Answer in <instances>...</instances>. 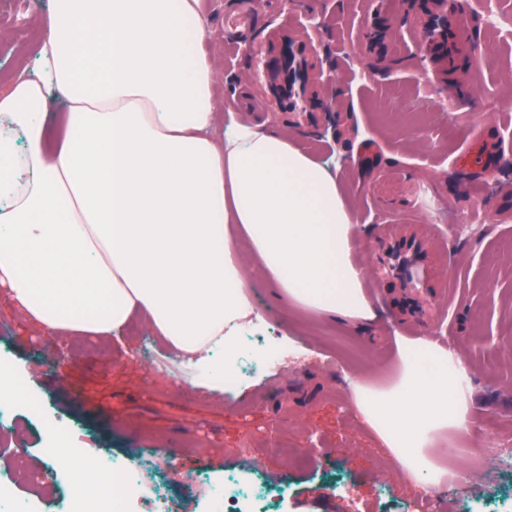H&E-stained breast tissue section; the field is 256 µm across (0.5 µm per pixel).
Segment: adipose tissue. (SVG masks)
<instances>
[{
  "label": "adipose tissue",
  "instance_id": "1",
  "mask_svg": "<svg viewBox=\"0 0 512 512\" xmlns=\"http://www.w3.org/2000/svg\"><path fill=\"white\" fill-rule=\"evenodd\" d=\"M38 23L31 67L0 87V288L33 327L108 338L142 314L218 384L253 279L319 317L375 319L336 176L276 127H220L198 0H51ZM412 348L394 387L353 401L434 484L425 448L468 401L445 349Z\"/></svg>",
  "mask_w": 512,
  "mask_h": 512
}]
</instances>
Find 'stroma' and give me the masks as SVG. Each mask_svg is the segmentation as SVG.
Masks as SVG:
<instances>
[{"instance_id": "obj_1", "label": "stroma", "mask_w": 512, "mask_h": 512, "mask_svg": "<svg viewBox=\"0 0 512 512\" xmlns=\"http://www.w3.org/2000/svg\"><path fill=\"white\" fill-rule=\"evenodd\" d=\"M47 4L0 0V84L30 63L32 18ZM495 7L498 28L470 30L450 65L423 38L421 0H264L243 37L228 20L244 0H200L225 112L273 124L335 171L376 317L365 328L318 317L254 279L248 295L279 351L221 392L190 386L191 368L142 320L107 339L42 336L0 291V341L81 447L120 460L154 449L168 466L169 512H206L228 472L288 480L287 512H460L458 481L486 500L512 495V459L496 454L512 440V0ZM312 19L321 27L310 32ZM284 35L311 40L330 82L307 113L274 117L264 63ZM330 127L332 151L321 136ZM410 234L426 243L434 298L419 314L374 268L382 242ZM400 336L449 346L468 380L470 423L437 436L430 453L444 476L433 488L397 468L352 402V383L396 380ZM62 355L67 371L43 378ZM40 435L29 418L0 428V458L25 449V470L40 477L50 468ZM200 470L205 482L188 483Z\"/></svg>"}]
</instances>
